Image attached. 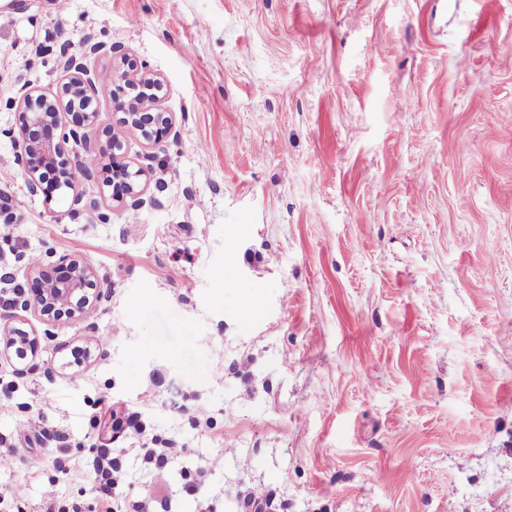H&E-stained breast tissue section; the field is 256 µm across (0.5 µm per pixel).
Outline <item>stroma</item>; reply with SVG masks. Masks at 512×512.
<instances>
[{
  "label": "stroma",
  "instance_id": "1",
  "mask_svg": "<svg viewBox=\"0 0 512 512\" xmlns=\"http://www.w3.org/2000/svg\"><path fill=\"white\" fill-rule=\"evenodd\" d=\"M71 57L102 124V71L166 83L172 134L127 138L141 206L23 176L9 102ZM0 194V311L37 341L0 355V512H512V0L0 5ZM65 255L100 298L46 324L29 259Z\"/></svg>",
  "mask_w": 512,
  "mask_h": 512
}]
</instances>
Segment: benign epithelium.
Segmentation results:
<instances>
[{"label":"benign epithelium","mask_w":512,"mask_h":512,"mask_svg":"<svg viewBox=\"0 0 512 512\" xmlns=\"http://www.w3.org/2000/svg\"><path fill=\"white\" fill-rule=\"evenodd\" d=\"M112 84L125 93L120 122L126 128H136L146 147L156 144L161 132L172 130V114L158 107L164 90L159 78L148 75L131 78L124 72L114 71ZM93 92L92 82L74 76L63 82L60 94L53 99L41 94L23 95L17 112L16 140L23 174L31 187L36 189L47 183L56 192L73 191L78 177L86 174L84 167H72L67 157V145L73 133L62 129L60 110L70 112L79 105L87 110V122L99 124V112L92 108ZM102 131L106 146L99 154L101 168L112 171V181L102 182L101 198L108 200L109 185L115 198L140 195L144 190L145 169L127 155L121 134L108 125ZM58 265L60 273L42 280L39 294L24 303V307L33 309L48 323L63 315L69 319L85 317L100 292L97 270L89 263L62 256Z\"/></svg>","instance_id":"7a95c632"}]
</instances>
